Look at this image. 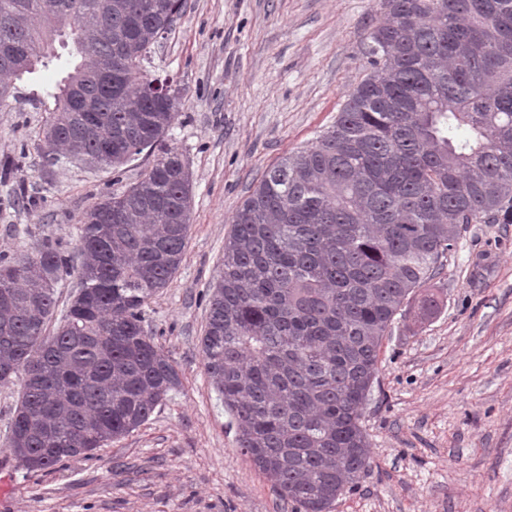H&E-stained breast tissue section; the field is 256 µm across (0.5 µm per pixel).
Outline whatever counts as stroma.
<instances>
[{
	"instance_id": "obj_1",
	"label": "stroma",
	"mask_w": 512,
	"mask_h": 512,
	"mask_svg": "<svg viewBox=\"0 0 512 512\" xmlns=\"http://www.w3.org/2000/svg\"><path fill=\"white\" fill-rule=\"evenodd\" d=\"M380 0H186L144 74L170 75L182 103L165 143L191 174L182 262L144 307L145 328L181 379L141 426L30 473L4 443L21 393L0 386V512H295L240 454L204 367L210 287L235 211L264 172L312 146L371 69ZM14 84L0 108V255L49 239L77 256L79 219L152 165H43L34 145L73 58ZM384 339L362 424L372 461L330 512H512V223L472 224Z\"/></svg>"
}]
</instances>
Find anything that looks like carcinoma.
<instances>
[{
    "label": "carcinoma",
    "instance_id": "cac0c4a2",
    "mask_svg": "<svg viewBox=\"0 0 512 512\" xmlns=\"http://www.w3.org/2000/svg\"><path fill=\"white\" fill-rule=\"evenodd\" d=\"M185 0H0V107L10 81L78 63L57 84L36 150L48 165L149 171L80 219L79 263L52 241L0 256V385L22 376L6 438L29 471L87 459L142 425L180 384L143 326L182 261L192 206L181 154L141 64ZM372 70L316 143L268 169L236 210L202 338L237 445L301 512H329L371 463L361 424L403 305L470 224L512 223V0H383ZM78 293L48 332L56 286Z\"/></svg>",
    "mask_w": 512,
    "mask_h": 512
}]
</instances>
